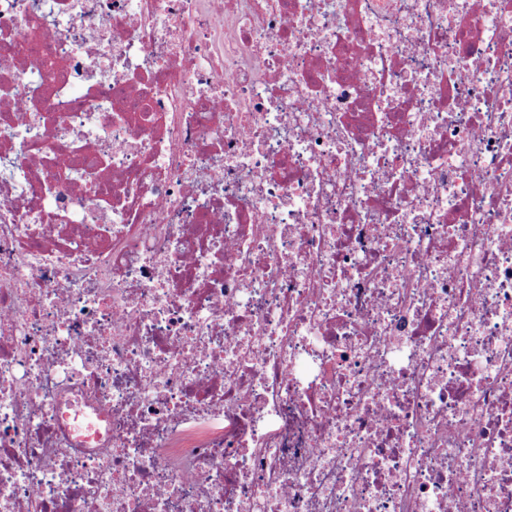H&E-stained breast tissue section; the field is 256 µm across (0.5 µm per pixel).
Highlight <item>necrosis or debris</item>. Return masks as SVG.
<instances>
[{"instance_id": "4bbe7bcc", "label": "necrosis or debris", "mask_w": 512, "mask_h": 512, "mask_svg": "<svg viewBox=\"0 0 512 512\" xmlns=\"http://www.w3.org/2000/svg\"><path fill=\"white\" fill-rule=\"evenodd\" d=\"M3 86L0 512H512V0H0Z\"/></svg>"}]
</instances>
